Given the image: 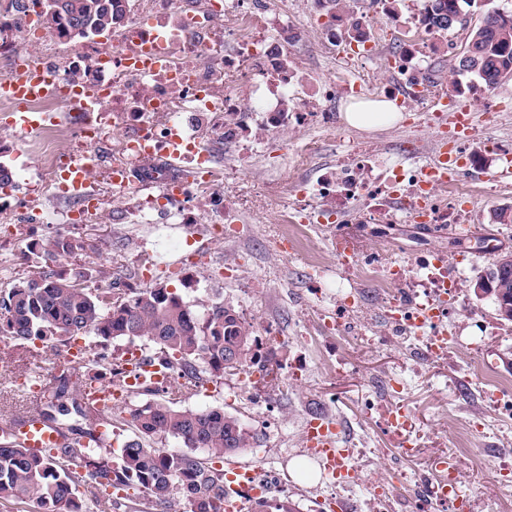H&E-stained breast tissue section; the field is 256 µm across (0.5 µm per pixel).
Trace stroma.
I'll list each match as a JSON object with an SVG mask.
<instances>
[{
    "instance_id": "obj_1",
    "label": "stroma",
    "mask_w": 512,
    "mask_h": 512,
    "mask_svg": "<svg viewBox=\"0 0 512 512\" xmlns=\"http://www.w3.org/2000/svg\"><path fill=\"white\" fill-rule=\"evenodd\" d=\"M283 24L271 28L269 38L281 42L283 28L300 31L292 42L289 65L299 91L323 88L347 80L360 85L362 100L382 97V85L392 76L380 65L384 56L399 54L402 42L381 38L375 56L348 59L328 51L324 44L329 17L311 0H268ZM512 9V0H484L471 10L468 24L451 30V52H436L426 60L447 99H455L452 71L465 48L470 28L485 12ZM501 111L487 101L476 104L475 121L457 132L447 119L429 118L404 110L395 125L360 130L337 120L335 129L320 125L288 127L274 132L262 115L249 122L251 139L264 141V153L240 163L236 147L204 135L217 165L236 169L228 188L239 209L240 221L218 225L208 201L195 205L193 226L137 220L132 194L103 197L100 215L88 224L71 226L57 218L72 202L44 197L37 210H16V223H0V290L13 287L35 273L25 255L26 245L55 235L82 241L83 247L61 261L64 269L83 272L92 288L109 287L122 269L142 267L154 253L156 237H163L167 255L149 277L138 278L141 288L164 287L193 304L224 301L234 305L255 326L257 335L277 337L270 370L247 378L238 373L206 384L196 392L180 393L178 382L167 385L178 405L193 409L224 408L252 430L250 448L237 461L250 464L261 475L277 476L281 487L299 505L300 512H322L335 501L340 512H368L376 485L395 491L380 512H418L419 486L432 479L431 461L445 455L457 459L464 489L470 495L468 512H512V473L499 461L512 457V418L504 409L512 393L501 391L490 402L486 377L512 380V322L499 320L491 300L477 298L476 278L489 267L497 251L512 252V223L495 224L493 210H512V183L496 179L503 163L484 151L493 140L512 147V80L502 84ZM457 138L473 159L464 176L466 202L472 224L466 227L417 224L409 215L398 223L379 216L368 221L363 202L340 215L342 233L357 259L380 265L396 262L415 267L419 256L441 253L453 267L456 304L448 317L451 352L444 358H426L388 317L394 289L360 279L357 268L344 267L331 240L313 225L296 235L279 222L301 184L313 182L326 168L341 161L349 143L375 153L401 154L413 147L417 156L406 167L425 165L442 135ZM312 149L311 164L297 161ZM345 291L351 310L336 316V293ZM59 348L22 345L0 337V425L29 409L16 384L30 374L44 376L47 386L76 381V365L59 358ZM300 372L286 391L280 382ZM402 404L412 414L416 449L400 453V438L387 427L388 405ZM321 417L339 428L338 445L353 451L359 471L346 496L334 497L325 475L311 482L294 477L291 464L306 458L303 428Z\"/></svg>"
}]
</instances>
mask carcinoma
Instances as JSON below:
<instances>
[{
    "instance_id": "1",
    "label": "carcinoma",
    "mask_w": 512,
    "mask_h": 512,
    "mask_svg": "<svg viewBox=\"0 0 512 512\" xmlns=\"http://www.w3.org/2000/svg\"><path fill=\"white\" fill-rule=\"evenodd\" d=\"M121 0H9L14 13L45 4L39 16L60 40L80 41L110 36L122 19ZM476 0H419L416 24L434 33L446 32L466 18L464 6ZM458 70L487 86L512 78V12L493 11L469 34ZM140 178L176 179L180 174L151 161L136 172ZM81 248L78 240L59 235L27 245L38 272L0 294V335L23 344H69L92 336L106 347L146 339L156 360L187 390L214 382L236 371L260 365L254 352L256 336L236 308L222 301L199 312L179 294L164 287L133 288L132 275L116 277L108 288H89L62 269L58 258ZM102 368L97 377L110 385L124 383L120 365L89 345L85 369ZM153 399L136 406L132 422L136 437L106 462L96 439L112 436V411L96 413L99 435L69 423L90 413L79 390L65 384L49 394L44 410L63 442L54 453L32 454L14 439L0 440V502H31L38 512H90L77 487L91 495L100 490L124 493L131 512H165L175 499L184 512H224V468L216 461L250 447L252 431L236 416L216 407L182 408L166 398L163 385L142 387ZM183 443L180 450L158 444L168 438ZM88 443H83V439ZM134 494H127L128 490ZM249 512H299L282 494L250 499Z\"/></svg>"
}]
</instances>
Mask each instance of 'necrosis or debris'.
Instances as JSON below:
<instances>
[{
    "mask_svg": "<svg viewBox=\"0 0 512 512\" xmlns=\"http://www.w3.org/2000/svg\"><path fill=\"white\" fill-rule=\"evenodd\" d=\"M237 23L234 48L225 51L227 41L224 11L193 6L172 9L170 0H125L124 18L112 39L83 46L75 54L48 66L46 75L60 89L106 91L103 109L82 110L76 119L79 143L111 141L112 163L134 171L146 158L158 156L170 140H179L183 162L190 177L182 185L161 183L159 194L140 195V214L156 212L160 200L172 201L168 216L174 223L195 221L192 200L204 198L215 203L225 223H236L231 199L224 191L232 172L215 167L199 132L207 128L220 133L225 142L239 145L244 154L257 153L243 119L264 113L270 129L297 125H329L335 110L334 93L299 95L294 74L285 67V46L267 42L264 32L275 26L278 15L268 13L264 0H232ZM154 45L168 51V66L159 71L138 70L130 65L134 53ZM248 83V95H239V83ZM235 113V123L224 120ZM62 133L59 124L37 125L30 145L40 153L44 176L29 180V200L42 195L66 196L69 166L57 151ZM351 162L340 171H328L302 190L297 203L288 206L286 223H321L330 213H342L355 200L367 203L370 214L386 211L393 196L409 204H422L430 224H465L469 221L465 193L460 181H453L449 197L425 193V168H407L390 157H370L359 147L350 150ZM426 277L421 291L404 295L398 302L397 323L406 334L425 345L441 336L439 321L420 322L417 312L424 301H439L440 313H448V268L429 257H421Z\"/></svg>",
    "mask_w": 512,
    "mask_h": 512,
    "instance_id": "obj_1",
    "label": "necrosis or debris"
}]
</instances>
